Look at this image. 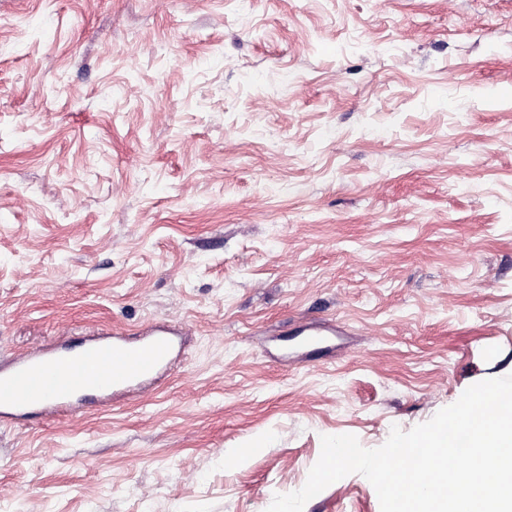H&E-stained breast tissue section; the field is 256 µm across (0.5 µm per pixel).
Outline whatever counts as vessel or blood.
<instances>
[{"instance_id": "b4317fda", "label": "vessel or blood", "mask_w": 512, "mask_h": 512, "mask_svg": "<svg viewBox=\"0 0 512 512\" xmlns=\"http://www.w3.org/2000/svg\"><path fill=\"white\" fill-rule=\"evenodd\" d=\"M175 350L173 332L157 327L136 338L116 329L110 339L90 338L75 350L21 353L0 369V415L54 414L71 410L86 393L109 398L133 391L170 369Z\"/></svg>"}]
</instances>
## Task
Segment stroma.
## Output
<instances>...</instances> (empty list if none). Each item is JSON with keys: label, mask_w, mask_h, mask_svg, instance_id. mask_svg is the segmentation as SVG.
<instances>
[{"label": "stroma", "mask_w": 512, "mask_h": 512, "mask_svg": "<svg viewBox=\"0 0 512 512\" xmlns=\"http://www.w3.org/2000/svg\"><path fill=\"white\" fill-rule=\"evenodd\" d=\"M162 325L145 392L0 420V512H266L512 374V0H0V366Z\"/></svg>", "instance_id": "obj_1"}]
</instances>
